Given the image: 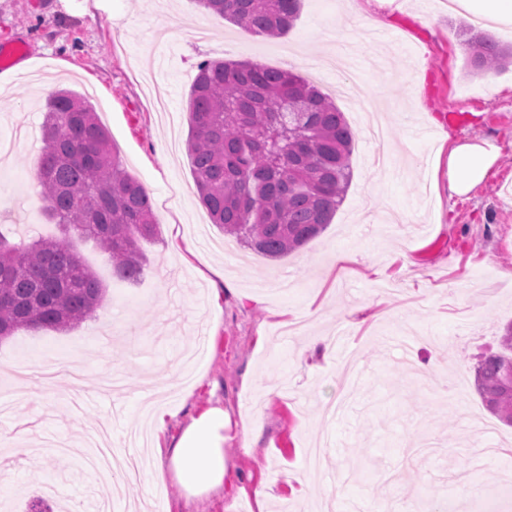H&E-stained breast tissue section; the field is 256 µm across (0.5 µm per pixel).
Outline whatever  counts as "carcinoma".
Returning <instances> with one entry per match:
<instances>
[{"instance_id":"cac0c4a2","label":"carcinoma","mask_w":512,"mask_h":512,"mask_svg":"<svg viewBox=\"0 0 512 512\" xmlns=\"http://www.w3.org/2000/svg\"><path fill=\"white\" fill-rule=\"evenodd\" d=\"M210 13L260 35L281 37L301 0H198ZM469 67L490 72L512 48L476 33ZM188 152L212 223L251 250L279 259L331 223L352 179L354 134L336 104L300 76L260 63L204 61L191 86ZM300 129L276 143L269 128ZM38 180L47 219L63 237L12 245L0 235V339L23 328L64 330L91 317L105 289L72 250L94 241L127 284L144 272L139 241L158 234L149 194L124 168L92 105L70 89L46 101ZM502 350L483 356L474 384L487 410L512 426V323Z\"/></svg>"}]
</instances>
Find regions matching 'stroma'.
I'll return each mask as SVG.
<instances>
[{
    "label": "stroma",
    "mask_w": 512,
    "mask_h": 512,
    "mask_svg": "<svg viewBox=\"0 0 512 512\" xmlns=\"http://www.w3.org/2000/svg\"><path fill=\"white\" fill-rule=\"evenodd\" d=\"M170 27L168 55L152 31ZM210 31L195 38L197 27ZM512 43V28L477 23L446 0H302L283 37L268 38L198 0H0V46L23 49L0 90V135L17 138L0 174V233L13 244L61 236L38 184L46 99L88 96L131 176L148 190L157 239L140 248L142 281H118L95 243L72 245L106 288L94 318L63 331L21 329L0 340L12 413L0 418V512H512V427L484 407L478 356L512 321V65L470 73L474 33ZM259 62L312 79L355 133L353 177L319 237L275 261L212 223L186 148L187 101L205 60ZM392 145L373 165L365 101ZM496 139L499 165L474 195L448 192L443 139ZM196 253H187L186 243ZM224 272L222 313L211 309ZM370 305L359 323L351 310ZM343 341L303 352L308 336ZM83 347L80 403L66 369ZM31 364L19 381L14 367ZM55 392L35 395L43 376ZM180 407L166 437L221 402L224 453L237 479L189 499L157 488L150 448L131 447L142 411ZM254 431L243 435L242 419ZM143 461L139 480H103L86 464L88 433Z\"/></svg>",
    "instance_id": "1"
}]
</instances>
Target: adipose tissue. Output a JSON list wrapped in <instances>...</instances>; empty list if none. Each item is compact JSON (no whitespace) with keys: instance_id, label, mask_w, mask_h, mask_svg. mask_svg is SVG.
Returning a JSON list of instances; mask_svg holds the SVG:
<instances>
[{"instance_id":"obj_1","label":"adipose tissue","mask_w":512,"mask_h":512,"mask_svg":"<svg viewBox=\"0 0 512 512\" xmlns=\"http://www.w3.org/2000/svg\"><path fill=\"white\" fill-rule=\"evenodd\" d=\"M501 154L492 139H463L448 147V191L467 196L485 184ZM229 415L216 403L191 416L179 436L171 443L157 442L155 451L166 456L167 467L157 470L155 485L174 476L189 498L203 499L223 491L234 472L224 456V430Z\"/></svg>"}]
</instances>
